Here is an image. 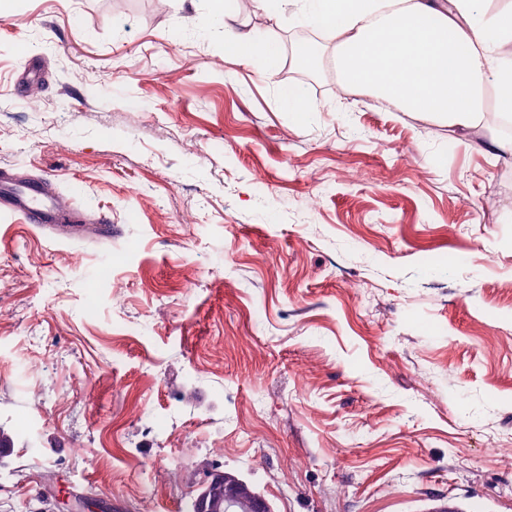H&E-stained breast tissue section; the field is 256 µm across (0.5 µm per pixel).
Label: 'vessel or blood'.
<instances>
[{"label": "vessel or blood", "mask_w": 512, "mask_h": 512, "mask_svg": "<svg viewBox=\"0 0 512 512\" xmlns=\"http://www.w3.org/2000/svg\"><path fill=\"white\" fill-rule=\"evenodd\" d=\"M0 205L21 213L33 224L64 233L81 231L82 223L50 195L43 183L13 180L0 173Z\"/></svg>", "instance_id": "vessel-or-blood-1"}]
</instances>
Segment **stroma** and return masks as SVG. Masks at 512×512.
<instances>
[{
    "label": "stroma",
    "instance_id": "obj_1",
    "mask_svg": "<svg viewBox=\"0 0 512 512\" xmlns=\"http://www.w3.org/2000/svg\"><path fill=\"white\" fill-rule=\"evenodd\" d=\"M166 5L0 16V169L94 226L0 207V512L85 491L180 512L178 473L208 464L275 512H512L494 101L462 133L343 91L298 62L331 40L294 5L239 15L283 47L267 78L225 52L206 0ZM284 85L308 112L281 108Z\"/></svg>",
    "mask_w": 512,
    "mask_h": 512
}]
</instances>
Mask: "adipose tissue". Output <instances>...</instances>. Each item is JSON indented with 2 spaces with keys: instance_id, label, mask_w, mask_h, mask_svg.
Returning <instances> with one entry per match:
<instances>
[{
  "instance_id": "ef3b65f1",
  "label": "adipose tissue",
  "mask_w": 512,
  "mask_h": 512,
  "mask_svg": "<svg viewBox=\"0 0 512 512\" xmlns=\"http://www.w3.org/2000/svg\"><path fill=\"white\" fill-rule=\"evenodd\" d=\"M236 0H209L238 57L277 70L281 48L238 29ZM267 16L291 5L313 28L332 34L331 61L342 88L375 93L402 109L465 132L487 98L512 112V11L478 17L477 0H255Z\"/></svg>"
}]
</instances>
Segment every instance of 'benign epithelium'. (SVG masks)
Returning a JSON list of instances; mask_svg holds the SVG:
<instances>
[{
  "label": "benign epithelium",
  "instance_id": "obj_1",
  "mask_svg": "<svg viewBox=\"0 0 512 512\" xmlns=\"http://www.w3.org/2000/svg\"><path fill=\"white\" fill-rule=\"evenodd\" d=\"M247 494L250 512H275L271 503L242 476L207 469L191 496V512H237L236 502Z\"/></svg>",
  "mask_w": 512,
  "mask_h": 512
}]
</instances>
